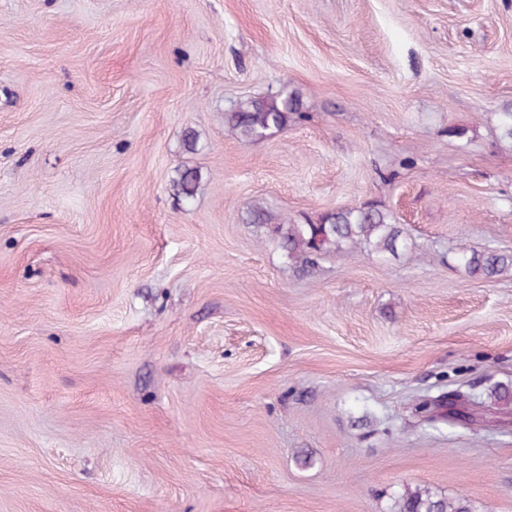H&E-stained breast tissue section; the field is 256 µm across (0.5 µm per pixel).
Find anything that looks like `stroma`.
I'll return each instance as SVG.
<instances>
[{"label":"stroma","mask_w":512,"mask_h":512,"mask_svg":"<svg viewBox=\"0 0 512 512\" xmlns=\"http://www.w3.org/2000/svg\"><path fill=\"white\" fill-rule=\"evenodd\" d=\"M511 110L512 0H0V512H512V423L412 413L512 387L454 262L512 251ZM371 202L397 254L306 274L247 219ZM302 104L293 95L280 94L241 101L225 120L244 140L264 138L273 129H282L300 116ZM397 512H470V509L461 498H438L428 489H419L403 500Z\"/></svg>","instance_id":"1"}]
</instances>
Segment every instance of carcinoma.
Returning <instances> with one entry per match:
<instances>
[{"mask_svg": "<svg viewBox=\"0 0 512 512\" xmlns=\"http://www.w3.org/2000/svg\"><path fill=\"white\" fill-rule=\"evenodd\" d=\"M301 107L299 99L288 94L251 98L238 103L227 113L225 120L241 139L257 140L273 129L286 127L290 119L300 116ZM177 188L182 197H194L198 189L195 171L182 172ZM271 236L304 268L314 264L318 256L338 257L354 247L394 254L405 240L403 225L373 204L327 212L302 223L290 222L284 217L273 224ZM455 261L472 276L490 278L512 270V253L480 252L461 246ZM488 399V404L481 401L473 402L471 406L488 405L499 409L511 405L512 389L496 385ZM399 512H470V509L461 498H439L427 489H418L403 500Z\"/></svg>", "mask_w": 512, "mask_h": 512, "instance_id": "1", "label": "carcinoma"}]
</instances>
